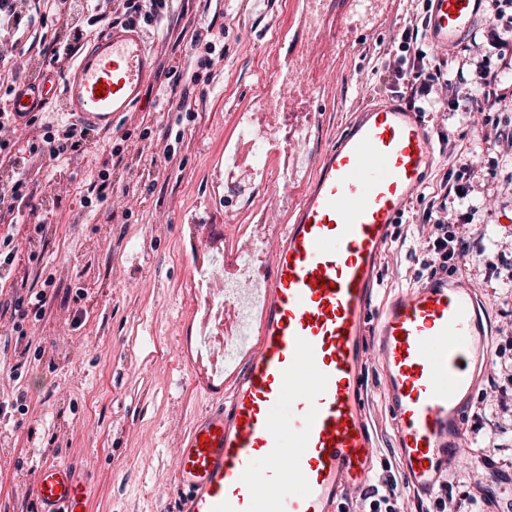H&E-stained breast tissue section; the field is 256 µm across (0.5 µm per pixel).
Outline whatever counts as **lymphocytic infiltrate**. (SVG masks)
<instances>
[{
  "instance_id": "lymphocytic-infiltrate-1",
  "label": "lymphocytic infiltrate",
  "mask_w": 512,
  "mask_h": 512,
  "mask_svg": "<svg viewBox=\"0 0 512 512\" xmlns=\"http://www.w3.org/2000/svg\"><path fill=\"white\" fill-rule=\"evenodd\" d=\"M98 21L107 24H138L152 27L162 18L167 0H92ZM383 68L396 85L397 96L417 112H440L452 102H465L480 112H495L501 100L496 92L502 73L512 69V56H505L499 70H484L469 74L464 64L449 66L447 59L436 57L424 39L419 36L417 23L406 26L401 35V53L385 58ZM40 126L41 150L49 160L59 161L68 155L82 152L90 135L88 128L75 123L39 125L36 112H0V153L7 154L14 170L11 181L0 184V218L13 214L26 201L25 162L13 154L14 135L19 126ZM490 159L471 145H459L454 153L456 177L443 178L430 193L427 203V222L419 232V258L431 273L446 272L454 259L471 256L473 263L492 266L493 261L482 251H472L465 238L450 231L451 223H472L480 204L469 194L471 173L476 167H487ZM55 285L54 276H47L41 289L27 296H18L0 302V312L9 314L12 330L26 337V320H41L49 300L48 290ZM408 492L397 478H389L381 485L361 492L363 512H402Z\"/></svg>"
}]
</instances>
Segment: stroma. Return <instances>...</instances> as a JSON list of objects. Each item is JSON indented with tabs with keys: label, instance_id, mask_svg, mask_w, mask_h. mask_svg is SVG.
Segmentation results:
<instances>
[{
	"label": "stroma",
	"instance_id": "35a3bbf8",
	"mask_svg": "<svg viewBox=\"0 0 512 512\" xmlns=\"http://www.w3.org/2000/svg\"><path fill=\"white\" fill-rule=\"evenodd\" d=\"M305 7V0H169L152 30L155 62L165 59L163 40L199 25L211 26L224 47L209 81L190 87L191 115L179 121L156 110L159 79L153 74L142 102L114 121L132 132L120 156L112 154L109 132L96 134L69 164L28 155L31 204L14 215L17 259L0 280V297L26 294L45 271L67 298L50 302L42 320L28 326V360L17 378L11 375L17 359L12 323L0 315V400L21 391L28 405L26 415L0 421V512H40L32 484L38 468L55 461L71 463L91 479V512H170L177 438L209 403L192 386L179 351L204 305L193 292L199 267L241 227L284 219L314 175L313 168H304L291 185L272 175L240 209L236 223L225 224L224 148L236 143V114L253 109L258 87L276 79L281 40H297L287 89L291 110L280 139L290 150L319 157L356 110L392 97L393 81L379 58L398 51L400 31L425 14L423 0H364L362 18L348 31L345 0H322L326 24L314 43L302 26ZM40 9L43 22L21 39H14L12 24L0 23V66L51 74L50 50L72 23H79L87 42L107 29L85 11L74 21L60 15L56 0H41ZM492 15L485 8L472 29L478 49L466 40L456 47L490 68L500 63ZM316 87L322 95L309 101L306 91ZM424 122L435 164L409 203L410 215L391 227L393 239L378 265L373 321L384 302L430 277L416 250L425 197L452 171L442 134L472 142L490 130L486 113L464 108L449 120L428 114ZM174 127L184 136L173 142L172 162H150L148 149ZM491 154L499 160L498 174L472 175L471 194L483 207L458 232L472 248L494 255L496 264L490 270L463 266L453 274L479 291L491 358L463 406L465 447L449 465L447 481L455 503L476 494L478 485L496 483L485 512H512V484L506 482L512 477V151L495 148ZM102 169L111 175L108 198L84 207ZM363 383L378 480L395 473L397 450L374 359L364 365Z\"/></svg>",
	"mask_w": 512,
	"mask_h": 512
}]
</instances>
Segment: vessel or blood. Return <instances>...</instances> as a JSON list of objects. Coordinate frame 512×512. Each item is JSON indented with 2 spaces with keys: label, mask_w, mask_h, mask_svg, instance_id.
<instances>
[{
  "label": "vessel or blood",
  "mask_w": 512,
  "mask_h": 512,
  "mask_svg": "<svg viewBox=\"0 0 512 512\" xmlns=\"http://www.w3.org/2000/svg\"><path fill=\"white\" fill-rule=\"evenodd\" d=\"M483 2L432 0L430 43H458ZM152 68L147 32L111 26L66 72L62 110L111 129ZM434 163L420 114L400 99L361 110L276 225L257 287L210 289L198 335L183 341L210 403L177 449L171 512H337L345 487L368 483L361 360L378 256ZM485 336L475 287L444 276L378 316L373 345L414 494L431 496L464 446L461 408L489 360ZM32 490L42 512H90L89 482L69 464L43 465Z\"/></svg>",
  "instance_id": "vessel-or-blood-1"
}]
</instances>
